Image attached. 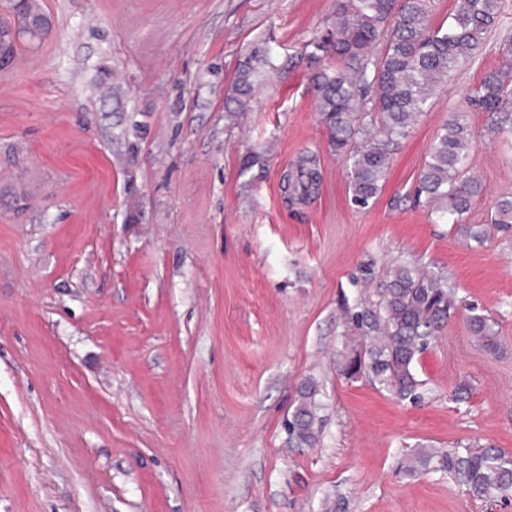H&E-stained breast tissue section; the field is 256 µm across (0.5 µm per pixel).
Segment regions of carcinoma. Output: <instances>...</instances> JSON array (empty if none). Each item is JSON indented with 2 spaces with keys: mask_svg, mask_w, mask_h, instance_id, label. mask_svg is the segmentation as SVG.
Masks as SVG:
<instances>
[{
  "mask_svg": "<svg viewBox=\"0 0 512 512\" xmlns=\"http://www.w3.org/2000/svg\"><path fill=\"white\" fill-rule=\"evenodd\" d=\"M9 18L0 19V36L11 43L17 58L20 41L40 46L51 27L39 0H5ZM503 0H460L446 25H431V0H336V22L308 46L323 53L326 65L308 76L331 149L348 169L352 204L364 209L379 194L393 155L432 99L437 86L460 64L471 60L502 17ZM506 62L484 73L468 91L464 109L448 113L421 169L416 195L425 197L440 224H458L486 193L485 184L470 173L475 133L474 112H486V135L512 129V39L503 41ZM273 66L271 49L254 51L236 69L233 101L247 109L257 75ZM321 174L317 158L306 152L294 170L283 175L281 189L288 203L305 202L318 193ZM488 223L512 224V195L493 200ZM457 315L448 280L409 264L393 268L382 292L379 310L355 313L351 319L377 332L366 348L349 358L344 372L371 375L401 398H417L415 363ZM467 324L486 345L496 346L495 321L472 313ZM317 385L301 384L298 403L285 421L287 443L314 447L318 439ZM454 474L466 490L481 500L506 496L512 490V459L492 448L450 449L427 453Z\"/></svg>",
  "mask_w": 512,
  "mask_h": 512,
  "instance_id": "cac0c4a2",
  "label": "carcinoma"
}]
</instances>
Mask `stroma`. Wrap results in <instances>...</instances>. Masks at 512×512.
<instances>
[{"mask_svg":"<svg viewBox=\"0 0 512 512\" xmlns=\"http://www.w3.org/2000/svg\"><path fill=\"white\" fill-rule=\"evenodd\" d=\"M41 3V50L0 70V512H512V493L479 500L411 466L421 449L512 457V229L487 222L512 195V133L487 139L473 115L487 195L463 226L412 196L448 114L502 64L512 0L365 210L303 53L335 0ZM261 45L275 68L234 111L237 65ZM305 150L321 185L292 207L280 179ZM403 262L497 331L491 349L449 323L415 400L340 370L370 341L348 312L375 311ZM309 379L321 433L291 447L282 422Z\"/></svg>","mask_w":512,"mask_h":512,"instance_id":"1","label":"stroma"}]
</instances>
